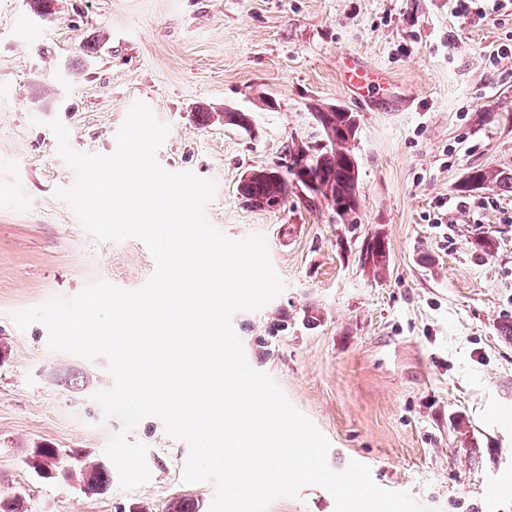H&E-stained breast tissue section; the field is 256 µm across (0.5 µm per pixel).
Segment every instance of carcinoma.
I'll use <instances>...</instances> for the list:
<instances>
[{
    "label": "carcinoma",
    "mask_w": 512,
    "mask_h": 512,
    "mask_svg": "<svg viewBox=\"0 0 512 512\" xmlns=\"http://www.w3.org/2000/svg\"><path fill=\"white\" fill-rule=\"evenodd\" d=\"M315 123L321 139L314 142L294 141L285 151L286 173L278 170H255L243 180L242 197L250 205L259 208L278 209L288 202V184L296 181L302 189L307 185L295 172L294 165L304 162L305 171L317 180L318 188L309 195L323 198L340 218L354 213L358 197V160L348 144L355 137V115L341 109L318 111ZM494 183L505 192H512V176L503 177L490 171L474 168L469 173L464 188H479ZM387 247L382 236L374 234L364 239L360 250L361 266L375 273L381 272L387 263ZM77 465L67 466V479L79 485L90 486L93 494L107 490L111 474L97 459L74 452ZM65 464L64 454L57 448L38 446L26 456L25 464L38 477H43L47 460ZM0 512H29L27 498L23 494L0 493Z\"/></svg>",
    "instance_id": "cac0c4a2"
}]
</instances>
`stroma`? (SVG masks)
<instances>
[{"label": "stroma", "instance_id": "1", "mask_svg": "<svg viewBox=\"0 0 512 512\" xmlns=\"http://www.w3.org/2000/svg\"><path fill=\"white\" fill-rule=\"evenodd\" d=\"M496 44L512 46V14L458 19L448 0H56L45 20L0 0V488L33 512H166L176 497L209 512L213 483L183 481L188 446L155 416L127 435L147 445L151 474L133 491L91 495L24 465L42 444L104 458L121 423L94 399L113 384L104 358L50 351L44 325L19 330L10 313L94 278L136 289L155 270L142 241L97 239L56 197L75 174L48 123L74 150L109 155L141 101L169 127L159 164L216 181L210 222L265 236L285 289L232 326L329 440V468L364 463L380 488L439 512H512L494 494L512 481V193L458 190L473 167L512 173V56L489 62ZM358 67L364 91L345 80ZM199 105L249 113L251 128L198 124ZM331 106L358 120L356 212L298 190L278 210L246 205L242 176L317 139L311 112ZM375 233L389 249L379 274L359 263ZM267 512L335 501L308 485Z\"/></svg>", "mask_w": 512, "mask_h": 512}]
</instances>
